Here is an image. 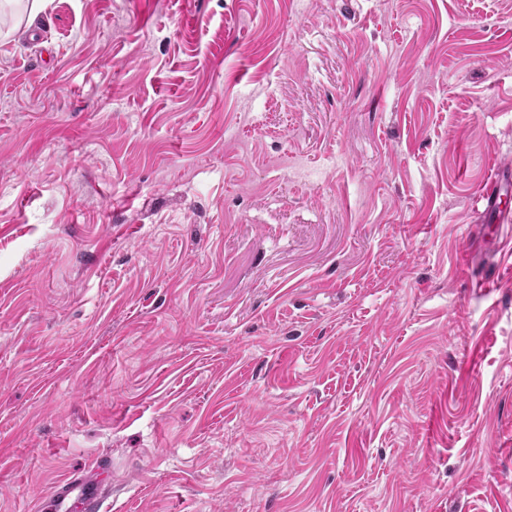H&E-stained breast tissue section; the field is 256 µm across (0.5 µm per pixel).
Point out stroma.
Instances as JSON below:
<instances>
[{
    "mask_svg": "<svg viewBox=\"0 0 512 512\" xmlns=\"http://www.w3.org/2000/svg\"><path fill=\"white\" fill-rule=\"evenodd\" d=\"M492 159L512 0L1 8L0 512H512ZM100 470L101 464L97 461L84 476L58 483L43 500L42 510L102 512L105 496L98 476Z\"/></svg>",
    "mask_w": 512,
    "mask_h": 512,
    "instance_id": "35a3bbf8",
    "label": "stroma"
}]
</instances>
